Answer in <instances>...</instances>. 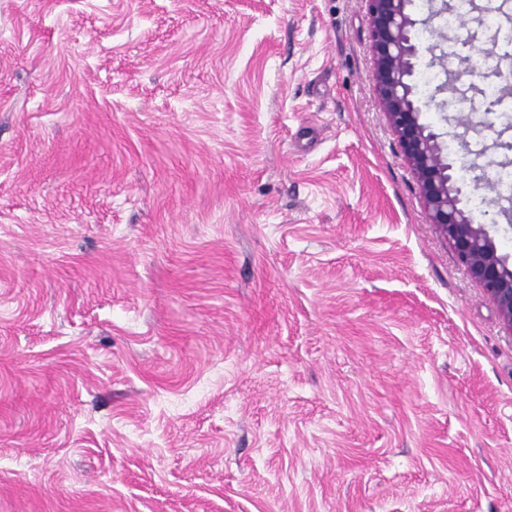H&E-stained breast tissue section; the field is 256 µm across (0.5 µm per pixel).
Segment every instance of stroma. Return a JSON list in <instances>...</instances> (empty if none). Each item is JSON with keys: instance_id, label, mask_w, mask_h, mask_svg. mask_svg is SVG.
Here are the masks:
<instances>
[{"instance_id": "obj_1", "label": "stroma", "mask_w": 512, "mask_h": 512, "mask_svg": "<svg viewBox=\"0 0 512 512\" xmlns=\"http://www.w3.org/2000/svg\"><path fill=\"white\" fill-rule=\"evenodd\" d=\"M372 70L365 0H0V512H512V330Z\"/></svg>"}]
</instances>
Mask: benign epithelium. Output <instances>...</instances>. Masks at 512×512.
I'll return each instance as SVG.
<instances>
[{"instance_id": "1", "label": "benign epithelium", "mask_w": 512, "mask_h": 512, "mask_svg": "<svg viewBox=\"0 0 512 512\" xmlns=\"http://www.w3.org/2000/svg\"><path fill=\"white\" fill-rule=\"evenodd\" d=\"M372 30L373 83L380 106L396 133L423 198L427 222L438 226L459 262L512 328V256L497 246L489 225L462 204V186L454 164L444 153L442 134L425 114L443 110L439 85L421 104L413 76L416 62L434 55V45L415 40L420 20L410 11L412 0H366Z\"/></svg>"}]
</instances>
